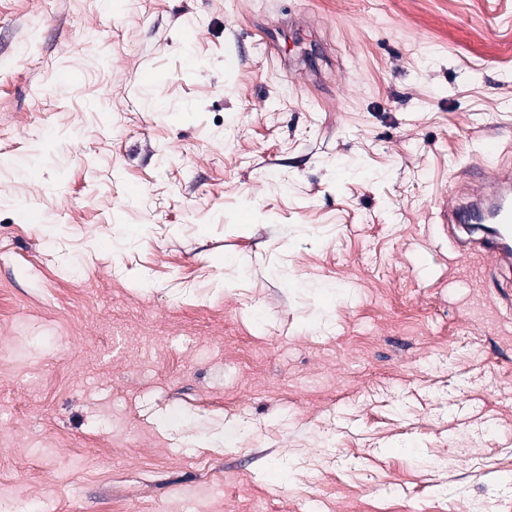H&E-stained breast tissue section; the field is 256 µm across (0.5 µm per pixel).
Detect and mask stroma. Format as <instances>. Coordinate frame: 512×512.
Segmentation results:
<instances>
[{"label":"stroma","mask_w":512,"mask_h":512,"mask_svg":"<svg viewBox=\"0 0 512 512\" xmlns=\"http://www.w3.org/2000/svg\"><path fill=\"white\" fill-rule=\"evenodd\" d=\"M491 134L512 0H0L7 512H501ZM465 204L453 199L444 213L448 239L463 255L477 257L482 269L499 274L512 286V163L481 172L478 184H469Z\"/></svg>","instance_id":"stroma-1"}]
</instances>
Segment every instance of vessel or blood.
I'll list each match as a JSON object with an SVG mask.
<instances>
[{
	"label": "vessel or blood",
	"instance_id": "vessel-or-blood-1",
	"mask_svg": "<svg viewBox=\"0 0 512 512\" xmlns=\"http://www.w3.org/2000/svg\"><path fill=\"white\" fill-rule=\"evenodd\" d=\"M502 143L484 139L482 152L498 158ZM466 203L449 202L444 213L448 238L463 255L477 257L484 270L503 277L512 286V163L500 162L479 183L468 185Z\"/></svg>",
	"mask_w": 512,
	"mask_h": 512
}]
</instances>
